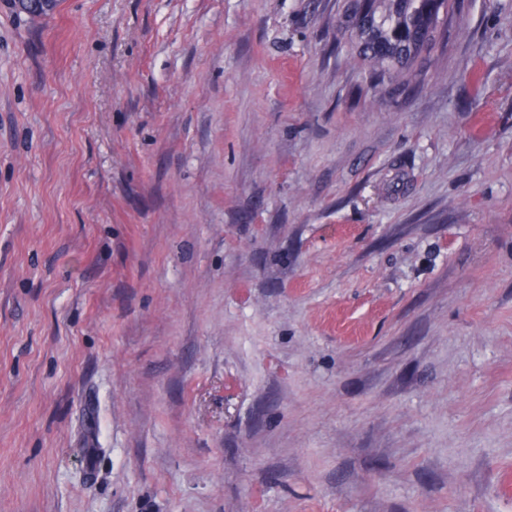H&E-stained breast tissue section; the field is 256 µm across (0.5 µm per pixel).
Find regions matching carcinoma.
<instances>
[{
  "instance_id": "obj_1",
  "label": "carcinoma",
  "mask_w": 512,
  "mask_h": 512,
  "mask_svg": "<svg viewBox=\"0 0 512 512\" xmlns=\"http://www.w3.org/2000/svg\"><path fill=\"white\" fill-rule=\"evenodd\" d=\"M428 0H349L347 29L358 62L376 77L410 81L412 67L432 47L439 16Z\"/></svg>"
}]
</instances>
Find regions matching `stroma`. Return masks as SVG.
<instances>
[{"instance_id": "obj_1", "label": "stroma", "mask_w": 512, "mask_h": 512, "mask_svg": "<svg viewBox=\"0 0 512 512\" xmlns=\"http://www.w3.org/2000/svg\"><path fill=\"white\" fill-rule=\"evenodd\" d=\"M346 3L0 0V512H512V0ZM428 0H351L347 26L357 48L358 62L376 77L409 82L412 67L423 51L432 48L439 13L427 9Z\"/></svg>"}]
</instances>
